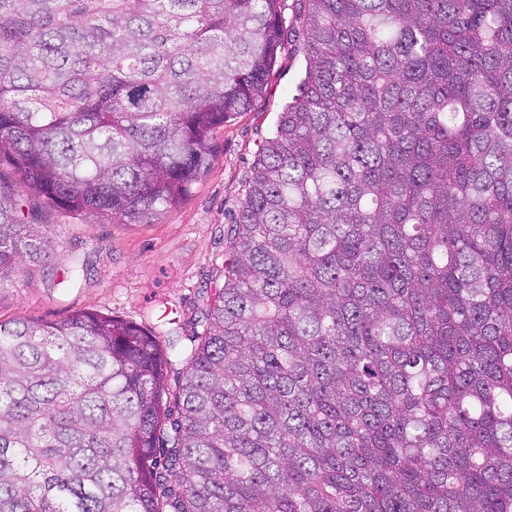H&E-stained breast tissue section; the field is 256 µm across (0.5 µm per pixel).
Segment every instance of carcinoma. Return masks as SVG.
I'll list each match as a JSON object with an SVG mask.
<instances>
[{
    "instance_id": "carcinoma-1",
    "label": "carcinoma",
    "mask_w": 512,
    "mask_h": 512,
    "mask_svg": "<svg viewBox=\"0 0 512 512\" xmlns=\"http://www.w3.org/2000/svg\"><path fill=\"white\" fill-rule=\"evenodd\" d=\"M282 0H0V287L32 191L147 224ZM305 73L170 385L158 327L0 320V512H512V0H303Z\"/></svg>"
}]
</instances>
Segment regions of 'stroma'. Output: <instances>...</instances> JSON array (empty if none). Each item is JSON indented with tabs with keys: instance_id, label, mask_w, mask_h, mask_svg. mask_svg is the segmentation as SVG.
<instances>
[{
	"instance_id": "obj_1",
	"label": "stroma",
	"mask_w": 512,
	"mask_h": 512,
	"mask_svg": "<svg viewBox=\"0 0 512 512\" xmlns=\"http://www.w3.org/2000/svg\"><path fill=\"white\" fill-rule=\"evenodd\" d=\"M299 0H283L284 43L262 99L215 134L209 168L175 207L147 224H109L46 204L55 232L47 261L0 287V320H61L78 310L145 327L170 320L173 335L197 330L223 286L232 221L263 141L304 72Z\"/></svg>"
}]
</instances>
